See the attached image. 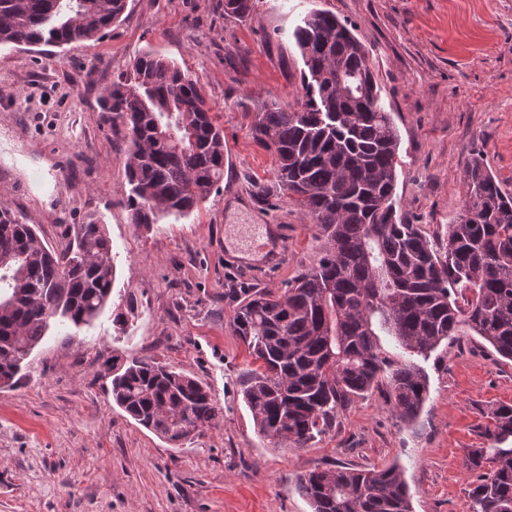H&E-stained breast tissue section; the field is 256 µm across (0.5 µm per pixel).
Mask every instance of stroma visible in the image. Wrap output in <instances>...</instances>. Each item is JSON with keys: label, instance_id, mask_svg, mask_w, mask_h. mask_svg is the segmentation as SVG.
Returning <instances> with one entry per match:
<instances>
[{"label": "stroma", "instance_id": "stroma-1", "mask_svg": "<svg viewBox=\"0 0 512 512\" xmlns=\"http://www.w3.org/2000/svg\"><path fill=\"white\" fill-rule=\"evenodd\" d=\"M253 2L252 16L237 19L224 0H127L120 21L93 39L0 44V203L54 248L73 225L103 222L116 270L101 315L80 328L52 324L27 373L0 387V512H312L296 479L336 464L397 466L412 512H471L476 474L466 459L487 447L492 411L512 405V361L460 331L421 363L429 398L415 423L393 413L383 383L339 407L307 447L271 448L240 394L255 362L226 294L283 292L325 248L281 195L277 159L252 130L263 103L302 99L301 19L330 11L362 42L399 132L396 208L439 245L462 212L473 155L512 194V0ZM147 50L198 78L229 166L189 216L145 228L129 220L128 142L99 95ZM258 182L267 202L254 198ZM259 216L286 228L282 248L239 260ZM115 356L172 365L207 385L214 425L178 448L137 424L112 400L105 363Z\"/></svg>", "mask_w": 512, "mask_h": 512}]
</instances>
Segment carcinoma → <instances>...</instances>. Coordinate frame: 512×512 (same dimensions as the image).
Instances as JSON below:
<instances>
[{
    "label": "carcinoma",
    "instance_id": "carcinoma-1",
    "mask_svg": "<svg viewBox=\"0 0 512 512\" xmlns=\"http://www.w3.org/2000/svg\"><path fill=\"white\" fill-rule=\"evenodd\" d=\"M126 0H0V44L63 46L90 40L124 13ZM253 0H224L248 18ZM307 72L305 100L273 99L253 131L277 158L282 193L327 245L283 294L235 288L233 330L259 362L240 392L255 429L274 448H304L326 433L344 401L387 379L393 410L412 422L428 398L413 357H427L466 328L512 361V196L480 157L465 170L467 200L438 252L417 224L396 217L400 144L380 105L367 53L348 24L314 10L294 31ZM129 140L130 223L189 215L224 177V128L197 80L151 51L101 95ZM105 225L82 224L59 249L0 206V387L12 386L56 320L79 328L107 307L114 283ZM407 357L394 361L381 337ZM112 400L146 429L180 446L210 427L217 406L196 379L149 359L112 358ZM489 448L466 467L486 469L472 512H512V406L492 413ZM313 512H412L395 466L335 465L297 477Z\"/></svg>",
    "mask_w": 512,
    "mask_h": 512
}]
</instances>
